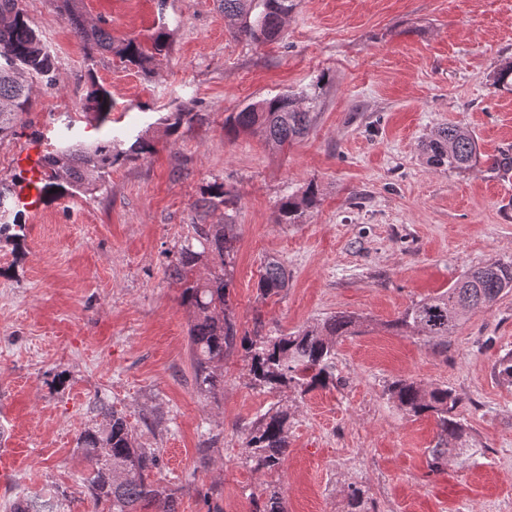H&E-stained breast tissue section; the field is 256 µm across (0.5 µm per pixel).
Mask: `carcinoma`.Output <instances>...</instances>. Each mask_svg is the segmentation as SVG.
Here are the masks:
<instances>
[{
    "instance_id": "1",
    "label": "carcinoma",
    "mask_w": 512,
    "mask_h": 512,
    "mask_svg": "<svg viewBox=\"0 0 512 512\" xmlns=\"http://www.w3.org/2000/svg\"><path fill=\"white\" fill-rule=\"evenodd\" d=\"M81 0H62L63 16L73 34L91 52L110 53L124 64L148 69L154 55L169 48V33L161 25L151 38V48L135 39L112 40L103 22L83 16ZM224 17L234 25V34L254 45L279 40L296 0H222ZM56 58L32 26L20 0H0V141L12 137L23 115L33 108L34 83L57 85ZM86 92L81 105L83 116L101 125L112 112V93L98 84L93 73L85 75ZM492 87L512 91V62L494 73ZM314 98L278 94L250 103L224 118L229 132L259 134L279 147L301 138L308 131ZM195 119L193 112H169L159 118L167 135L178 133ZM156 151L149 130L133 132L116 129L107 140L81 141L62 137L55 148L42 157L44 174L41 192L50 195L82 193L92 195L104 183L112 167L144 159ZM428 161L436 168L465 171L476 164L479 151L471 131L460 125L437 128L423 144ZM26 177L15 174L11 183L0 182V241L15 245L25 240V225L9 221L15 205L13 189L23 186ZM203 206L208 209L236 205V197L214 183L205 191ZM318 202V186L309 183L301 194H287L277 203L278 223L296 224L305 210ZM187 237L169 261V276L181 288V304L194 314L189 330L196 390L204 395L224 388V357L245 350L248 372L254 386L274 393L293 387L302 393L336 384V339L352 336L358 318L338 312L302 330L289 333L255 332L241 336L232 313L230 295L234 287L237 227L222 224H193ZM206 266V279L194 278L199 266ZM288 287V272L274 258L264 261L257 284L264 298L276 296ZM512 292V260L473 268L447 290L407 306L388 327L399 335L424 336L438 348H448L452 335L468 312L490 308ZM494 376L512 386V351L499 356ZM388 394L398 407L416 417L431 416L437 441L427 449L432 473L448 465V459L462 466L473 455L470 429L459 417L460 400L446 386L425 387L411 379L391 382ZM105 423L85 428L79 435L81 456L88 465L85 478L90 496L104 512H178L173 493L151 480L157 456L136 445L134 432L125 419L103 403L95 404ZM291 413L286 407H272L245 428L246 463L257 472L276 473L282 469L289 447ZM260 512H286L281 490L267 485ZM59 496L17 499L12 512H65ZM351 512H368L366 490L353 486L349 493Z\"/></svg>"
}]
</instances>
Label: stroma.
Returning a JSON list of instances; mask_svg holds the SVG:
<instances>
[{
	"instance_id": "1",
	"label": "stroma",
	"mask_w": 512,
	"mask_h": 512,
	"mask_svg": "<svg viewBox=\"0 0 512 512\" xmlns=\"http://www.w3.org/2000/svg\"><path fill=\"white\" fill-rule=\"evenodd\" d=\"M22 2L56 56L58 84L34 85L32 110L0 142V179L31 147L51 149L88 72L112 93L111 120H77L73 134L132 125L150 131L156 151L114 166L94 196L44 197L40 212L19 217L22 246L0 242V512L57 488L71 512H98L77 448L98 402L156 452L155 478L179 512H255L269 483L287 512H349L353 485L372 512H512V386L493 375L512 349V293L469 313L444 353L389 327L469 268L512 260V181L491 166L512 159V91L491 86L512 60V0H297L283 41L263 46L232 37L220 0H82L117 41L148 43L167 18L170 47L147 74L89 55L59 0ZM302 91L316 96L313 121L288 147L225 134L229 113ZM178 107L197 118L166 136L157 120ZM448 124L477 138L474 169L428 164L421 145ZM213 182L234 208L199 207ZM312 182L316 207L278 223L279 198ZM226 220L239 233L240 333L361 317L360 333L336 343L335 386L267 393L238 349L224 360L223 391L197 392L192 315L167 265L192 225ZM268 257L286 266L288 286L265 299ZM399 378L458 395L475 448L468 466L429 473L435 421L389 398ZM277 403L292 414L290 447L282 469L263 474L245 462L244 429Z\"/></svg>"
}]
</instances>
